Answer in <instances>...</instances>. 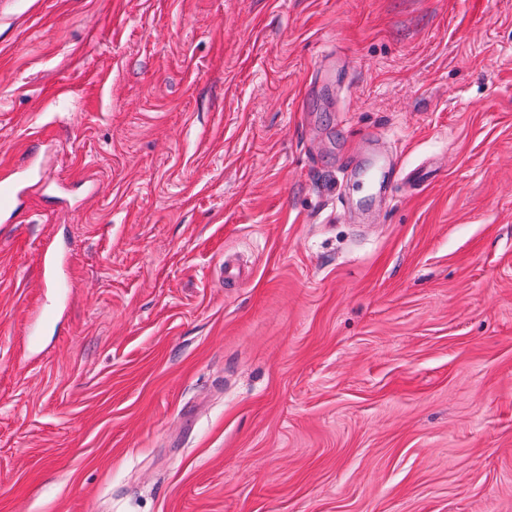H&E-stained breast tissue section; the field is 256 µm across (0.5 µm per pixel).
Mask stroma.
<instances>
[{
	"mask_svg": "<svg viewBox=\"0 0 512 512\" xmlns=\"http://www.w3.org/2000/svg\"><path fill=\"white\" fill-rule=\"evenodd\" d=\"M373 135L437 176L348 217ZM30 153L0 512H512V0H0Z\"/></svg>",
	"mask_w": 512,
	"mask_h": 512,
	"instance_id": "1",
	"label": "stroma"
}]
</instances>
